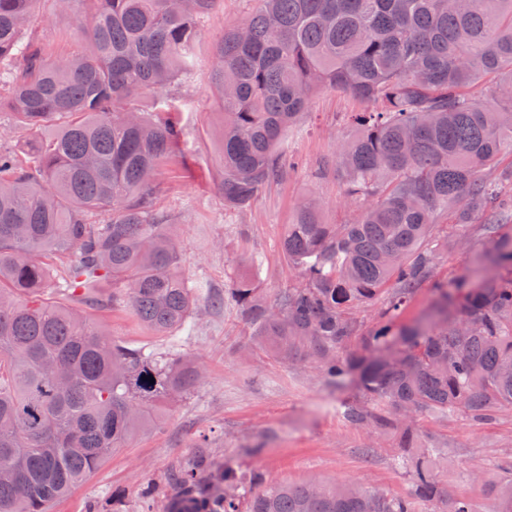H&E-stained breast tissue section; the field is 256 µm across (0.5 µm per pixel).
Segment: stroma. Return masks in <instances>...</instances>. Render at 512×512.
I'll use <instances>...</instances> for the list:
<instances>
[{
  "label": "stroma",
  "instance_id": "35a3bbf8",
  "mask_svg": "<svg viewBox=\"0 0 512 512\" xmlns=\"http://www.w3.org/2000/svg\"><path fill=\"white\" fill-rule=\"evenodd\" d=\"M252 6V0H223L209 15L194 72L171 89L182 110L183 136L152 191L158 206L174 218L183 273L202 284L194 327L155 336L127 308L90 313L128 347L196 358L204 379L189 394L159 405L160 419L152 429L113 453L51 512H139L149 491L157 512H166L172 495L168 472L191 459L203 443L216 460L257 468L273 481L366 483L394 495L411 488L408 473L393 461L397 432L355 425L338 414L340 404L358 396L352 383L329 384L310 359L281 361L255 344L232 301L220 310L206 303L208 295L227 292L242 275L270 300L279 289L300 282L280 242L303 203L315 202L326 224H342L356 214L336 158L352 132L350 113L364 104L328 86L311 98L301 122L279 145L280 152L298 160V170L264 188L247 209L225 207L215 162L222 117L210 90L214 44ZM22 38L58 55L83 44L69 15L56 10L53 0H41ZM489 247L482 223L449 228L435 280L469 276L476 257ZM420 444L439 449L437 474L449 495L469 499L474 512H490L498 463L512 454V410L485 423L459 415L423 420ZM471 464L480 466L481 480L468 477Z\"/></svg>",
  "mask_w": 512,
  "mask_h": 512
}]
</instances>
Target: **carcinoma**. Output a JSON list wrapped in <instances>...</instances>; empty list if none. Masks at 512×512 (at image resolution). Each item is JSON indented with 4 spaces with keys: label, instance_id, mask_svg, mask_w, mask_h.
Listing matches in <instances>:
<instances>
[{
    "label": "carcinoma",
    "instance_id": "obj_1",
    "mask_svg": "<svg viewBox=\"0 0 512 512\" xmlns=\"http://www.w3.org/2000/svg\"><path fill=\"white\" fill-rule=\"evenodd\" d=\"M39 2L0 0V112L32 133L22 158L0 148V470L14 473L0 478V512H47L150 429L157 402L203 379L194 362L112 340L83 308L121 304L156 336L192 320L197 298L151 190L181 135L160 117L174 110L167 88L195 69L222 0H89L88 18L54 0L91 44L66 57L20 40ZM258 2L215 46L224 205L243 209L287 176L278 145L318 88L373 108L355 113L337 158L354 220L323 224L304 205L282 238L306 284L266 304L242 276L230 298L258 344L315 359L332 384L356 379L360 400L341 414L398 430L393 460L411 491L268 481L200 449L168 475L167 512H473L440 484L417 422L490 421L512 406V236L496 237L512 231V197L497 190L512 167L484 175L512 156V0ZM487 77L484 98L466 95ZM145 97L157 116L138 108ZM443 215L486 220L492 273L434 283L433 322L400 328L433 277ZM379 295L368 328L353 309ZM499 469L491 512H512V457Z\"/></svg>",
    "mask_w": 512,
    "mask_h": 512
}]
</instances>
